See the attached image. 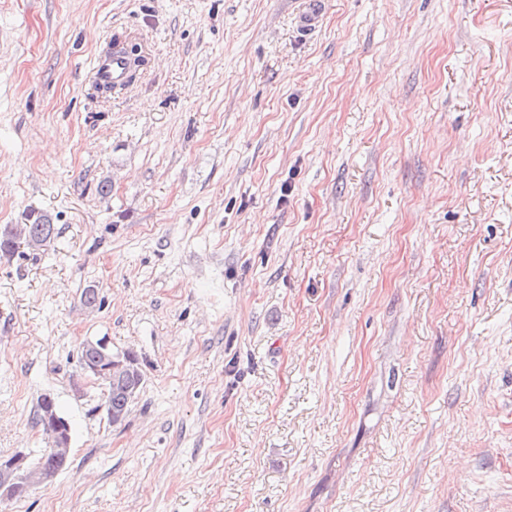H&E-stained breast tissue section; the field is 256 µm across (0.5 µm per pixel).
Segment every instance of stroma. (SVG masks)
<instances>
[{"label": "stroma", "mask_w": 512, "mask_h": 512, "mask_svg": "<svg viewBox=\"0 0 512 512\" xmlns=\"http://www.w3.org/2000/svg\"><path fill=\"white\" fill-rule=\"evenodd\" d=\"M303 5L0 0V512H512V0ZM25 238L29 237L32 242H44L57 236L56 224L47 215H40L31 224L24 225ZM82 349L96 354L93 361L81 363V369L84 374L100 380L108 386L109 378H112L113 385H119L130 398H134L140 385L142 384V375L140 367L136 362L131 361L122 354L112 353L108 341L104 338L98 340H86L82 344ZM109 384L107 390L105 404L107 407V415L110 413L117 414L124 419L128 413L129 405L122 391L112 387ZM51 436L49 448L35 459L46 467L62 470L70 454V436L66 421L55 418L54 432H47ZM51 456V457H50ZM28 460L26 456L19 455L8 459H0V499H13L20 491L48 484L58 474L57 470L45 468Z\"/></svg>", "instance_id": "obj_1"}]
</instances>
